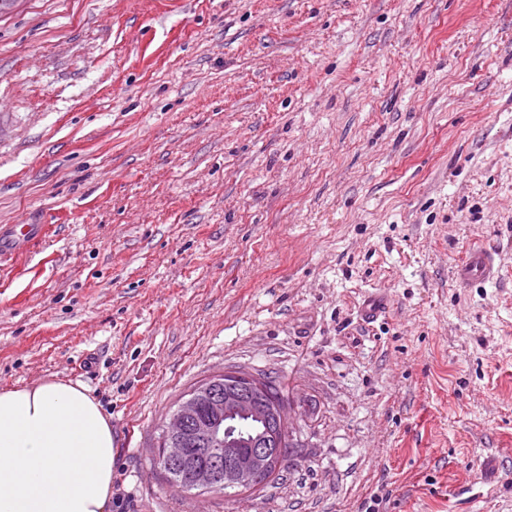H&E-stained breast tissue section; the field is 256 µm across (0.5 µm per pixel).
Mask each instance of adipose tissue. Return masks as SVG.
<instances>
[{"label":"adipose tissue","instance_id":"adipose-tissue-1","mask_svg":"<svg viewBox=\"0 0 512 512\" xmlns=\"http://www.w3.org/2000/svg\"><path fill=\"white\" fill-rule=\"evenodd\" d=\"M112 423L79 382L0 391V512H108Z\"/></svg>","mask_w":512,"mask_h":512}]
</instances>
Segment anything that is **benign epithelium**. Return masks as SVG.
<instances>
[{
    "label": "benign epithelium",
    "instance_id": "benign-epithelium-1",
    "mask_svg": "<svg viewBox=\"0 0 512 512\" xmlns=\"http://www.w3.org/2000/svg\"><path fill=\"white\" fill-rule=\"evenodd\" d=\"M213 398L212 385L204 383L180 402L166 424V437L174 440L193 426L198 440L213 445L215 453L235 464L227 470V482L234 488L258 490L271 479L277 449L283 446L287 413L282 401L271 397L263 378L256 374L224 373V419L200 420L203 404ZM247 453H241L243 446Z\"/></svg>",
    "mask_w": 512,
    "mask_h": 512
}]
</instances>
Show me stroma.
<instances>
[{
  "label": "stroma",
  "mask_w": 512,
  "mask_h": 512,
  "mask_svg": "<svg viewBox=\"0 0 512 512\" xmlns=\"http://www.w3.org/2000/svg\"><path fill=\"white\" fill-rule=\"evenodd\" d=\"M42 219L0 389H90L112 512H512V0H14L0 227ZM228 370L275 380L295 459L173 491L161 428ZM495 252L482 246H473L453 272L455 281L468 285L477 281L489 280L494 275Z\"/></svg>",
  "instance_id": "obj_1"
}]
</instances>
